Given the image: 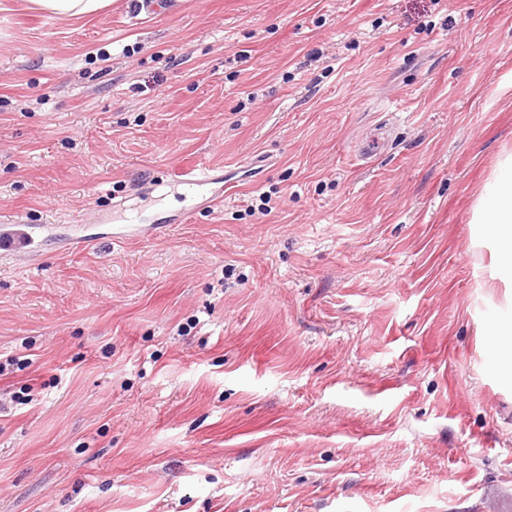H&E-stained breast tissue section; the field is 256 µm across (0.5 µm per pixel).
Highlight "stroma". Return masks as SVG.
Returning a JSON list of instances; mask_svg holds the SVG:
<instances>
[{"instance_id":"stroma-1","label":"stroma","mask_w":512,"mask_h":512,"mask_svg":"<svg viewBox=\"0 0 512 512\" xmlns=\"http://www.w3.org/2000/svg\"><path fill=\"white\" fill-rule=\"evenodd\" d=\"M509 150L512 0H0V512H512ZM115 0H23L26 10L61 18H81L106 9ZM474 245L492 240L493 274L488 288L497 282L512 287V152H504L486 181L470 219ZM214 171L211 167L193 164L176 173L174 182L184 190V194L180 195L198 201L192 208L181 209L183 222H187L196 209L211 208L216 202L224 200V195L214 187L221 182ZM47 228L46 224H0V257H30ZM511 335L512 322L508 324L497 319H489L483 326V336H485L488 345L487 350L496 359L507 350L511 352V340L508 349L501 345L502 336H510L511 338Z\"/></svg>"}]
</instances>
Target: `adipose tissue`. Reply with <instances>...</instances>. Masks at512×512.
<instances>
[{"label": "adipose tissue", "mask_w": 512, "mask_h": 512, "mask_svg": "<svg viewBox=\"0 0 512 512\" xmlns=\"http://www.w3.org/2000/svg\"><path fill=\"white\" fill-rule=\"evenodd\" d=\"M26 10L80 18L111 6L112 0H23ZM472 240H491L492 280L512 286V152L503 153L486 181L470 219Z\"/></svg>", "instance_id": "adipose-tissue-1"}]
</instances>
